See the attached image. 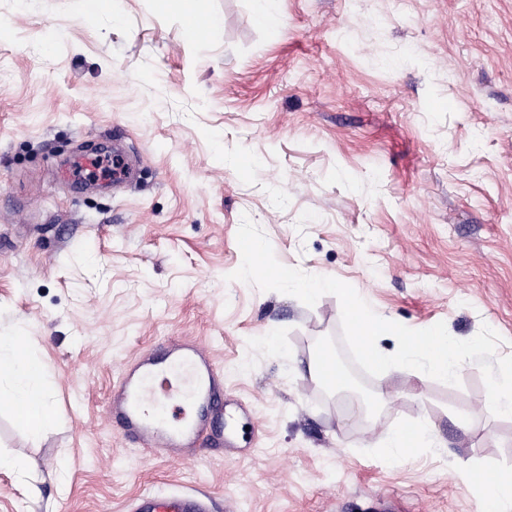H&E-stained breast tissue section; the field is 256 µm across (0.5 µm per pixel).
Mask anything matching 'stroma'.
<instances>
[{
	"mask_svg": "<svg viewBox=\"0 0 512 512\" xmlns=\"http://www.w3.org/2000/svg\"><path fill=\"white\" fill-rule=\"evenodd\" d=\"M0 0V334L49 366L57 419L32 437L0 412V512H133L148 493L212 512H487L471 469H512V417L460 383L363 376L371 418L308 365L341 340L314 306L231 280L250 217L277 260L351 285L378 316L489 326L512 354V0H206L187 35L160 0ZM60 38L52 41L48 30ZM80 153L125 178L73 184ZM171 336L201 343L224 385L231 448L155 457L107 406L124 369ZM277 340L261 349L263 337ZM428 418L439 447L377 453ZM280 4V0H252L255 18L262 25L277 26L281 20Z\"/></svg>",
	"mask_w": 512,
	"mask_h": 512,
	"instance_id": "35a3bbf8",
	"label": "stroma"
}]
</instances>
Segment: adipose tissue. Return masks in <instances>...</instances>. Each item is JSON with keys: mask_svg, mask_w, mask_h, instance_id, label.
<instances>
[{"mask_svg": "<svg viewBox=\"0 0 512 512\" xmlns=\"http://www.w3.org/2000/svg\"><path fill=\"white\" fill-rule=\"evenodd\" d=\"M46 374L47 366L41 358L22 353L18 337L0 336V409L13 411L35 432L54 417V408L45 389ZM436 444L434 427L424 419L389 431L379 450L403 459L414 447ZM468 478L479 488L492 512H512L511 474L472 470Z\"/></svg>", "mask_w": 512, "mask_h": 512, "instance_id": "1", "label": "adipose tissue"}]
</instances>
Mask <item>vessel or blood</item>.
I'll use <instances>...</instances> for the list:
<instances>
[{
    "instance_id": "b4317fda",
    "label": "vessel or blood",
    "mask_w": 512,
    "mask_h": 512,
    "mask_svg": "<svg viewBox=\"0 0 512 512\" xmlns=\"http://www.w3.org/2000/svg\"><path fill=\"white\" fill-rule=\"evenodd\" d=\"M192 397L204 414L192 425L171 426L165 416L175 399ZM224 408V388L217 368L203 346L178 339L165 343L161 354L146 353L126 371L112 395L113 419L125 435L156 455L183 457L206 433L211 416ZM136 512H211L207 498L170 493L140 498Z\"/></svg>"
}]
</instances>
